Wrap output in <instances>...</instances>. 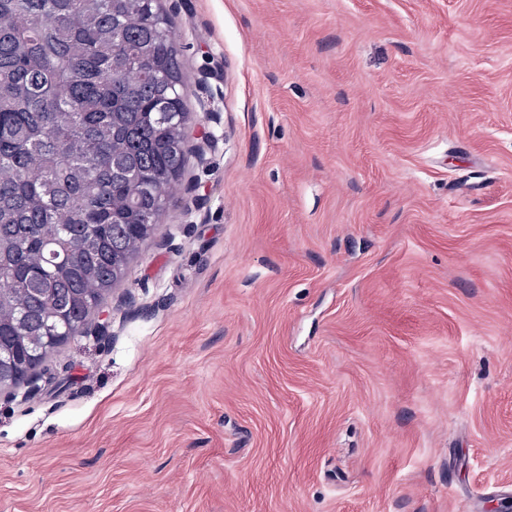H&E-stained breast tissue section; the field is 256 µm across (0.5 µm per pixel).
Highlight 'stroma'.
Here are the masks:
<instances>
[{"label": "stroma", "instance_id": "1", "mask_svg": "<svg viewBox=\"0 0 512 512\" xmlns=\"http://www.w3.org/2000/svg\"><path fill=\"white\" fill-rule=\"evenodd\" d=\"M160 6L182 176L0 392V512H506L512 0Z\"/></svg>", "mask_w": 512, "mask_h": 512}]
</instances>
